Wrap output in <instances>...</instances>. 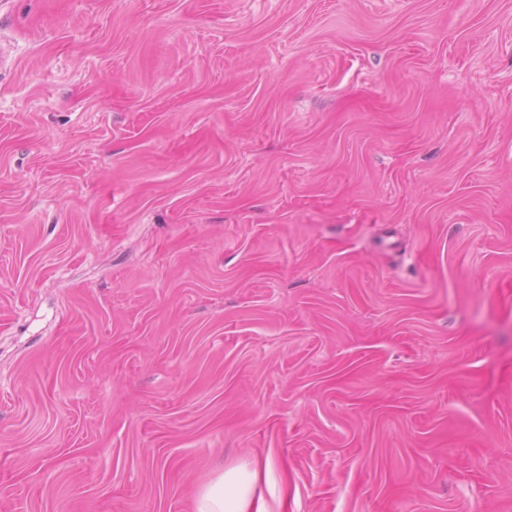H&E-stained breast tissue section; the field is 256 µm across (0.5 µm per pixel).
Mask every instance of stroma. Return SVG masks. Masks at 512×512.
Segmentation results:
<instances>
[{
	"label": "stroma",
	"instance_id": "35a3bbf8",
	"mask_svg": "<svg viewBox=\"0 0 512 512\" xmlns=\"http://www.w3.org/2000/svg\"><path fill=\"white\" fill-rule=\"evenodd\" d=\"M512 512V0H0V512ZM251 479L232 469L203 487L195 502V512H249L253 507Z\"/></svg>",
	"mask_w": 512,
	"mask_h": 512
}]
</instances>
